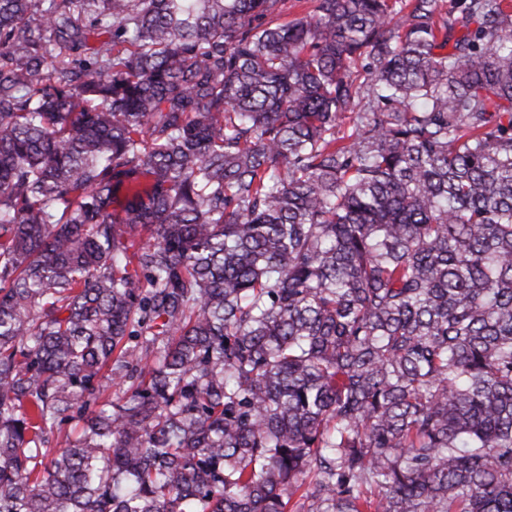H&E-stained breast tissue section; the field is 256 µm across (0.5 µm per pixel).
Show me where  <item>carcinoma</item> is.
I'll list each match as a JSON object with an SVG mask.
<instances>
[{
  "mask_svg": "<svg viewBox=\"0 0 512 512\" xmlns=\"http://www.w3.org/2000/svg\"><path fill=\"white\" fill-rule=\"evenodd\" d=\"M0 0V512H512V0Z\"/></svg>",
  "mask_w": 512,
  "mask_h": 512,
  "instance_id": "carcinoma-1",
  "label": "carcinoma"
}]
</instances>
